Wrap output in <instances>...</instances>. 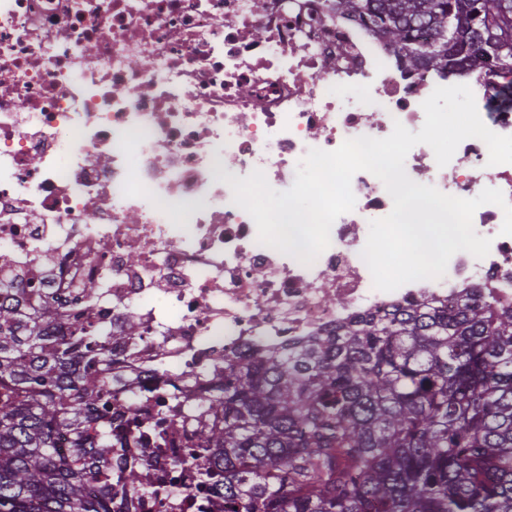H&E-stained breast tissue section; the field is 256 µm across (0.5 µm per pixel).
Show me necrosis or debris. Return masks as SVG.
I'll use <instances>...</instances> for the list:
<instances>
[{
  "mask_svg": "<svg viewBox=\"0 0 512 512\" xmlns=\"http://www.w3.org/2000/svg\"><path fill=\"white\" fill-rule=\"evenodd\" d=\"M333 0H0V279L49 296L73 321L103 327L119 373L144 376L137 392L113 385L112 408L139 405L154 432L115 448L150 461L165 493L137 512H207L211 483L195 451L205 399L224 362L250 348L277 350L348 317L413 300L454 303L475 285L512 306V236L503 211L480 206L483 258L454 254L445 275L390 292L374 288L361 256L369 223L393 207L382 181L360 171L352 211L309 265L258 241L233 202L229 176L262 170L278 191L310 149L333 151L395 124L419 131L423 102L450 79L404 69L395 49ZM493 132L512 135V108L490 110L498 80L467 74ZM480 139L438 166L414 146L405 171L460 197L501 190L512 203V163L489 165ZM96 285L88 295V285ZM140 324L125 338L126 313ZM197 389L182 397L184 385ZM180 418L183 431L169 421Z\"/></svg>",
  "mask_w": 512,
  "mask_h": 512,
  "instance_id": "obj_1",
  "label": "necrosis or debris"
}]
</instances>
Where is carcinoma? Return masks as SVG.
Instances as JSON below:
<instances>
[{
  "label": "carcinoma",
  "mask_w": 512,
  "mask_h": 512,
  "mask_svg": "<svg viewBox=\"0 0 512 512\" xmlns=\"http://www.w3.org/2000/svg\"><path fill=\"white\" fill-rule=\"evenodd\" d=\"M334 2L413 67L512 74V0ZM58 318L0 301V512H113V443L152 424L112 411V337ZM195 440L210 512H512V307L468 287L227 360Z\"/></svg>",
  "instance_id": "1"
}]
</instances>
